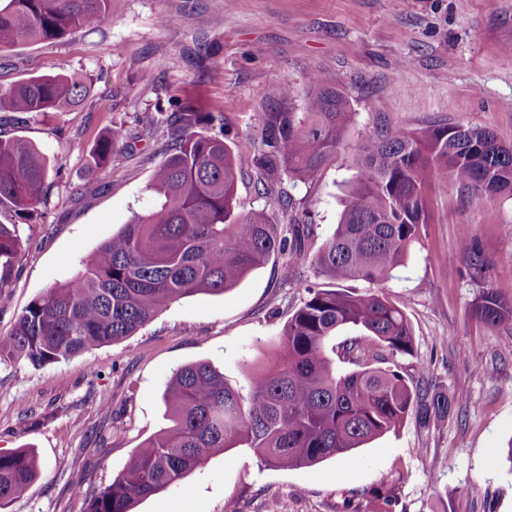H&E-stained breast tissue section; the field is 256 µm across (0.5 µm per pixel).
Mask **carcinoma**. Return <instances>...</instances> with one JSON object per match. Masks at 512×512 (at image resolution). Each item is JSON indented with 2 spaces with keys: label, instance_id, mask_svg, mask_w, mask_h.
<instances>
[{
  "label": "carcinoma",
  "instance_id": "carcinoma-1",
  "mask_svg": "<svg viewBox=\"0 0 512 512\" xmlns=\"http://www.w3.org/2000/svg\"><path fill=\"white\" fill-rule=\"evenodd\" d=\"M112 2L0 0V50L95 29L112 17ZM89 91L74 75L32 76L0 89V112L46 117L78 105ZM305 105L304 112L264 113L258 136L230 145L224 113L204 111L189 95L175 102L164 117L166 158L148 184L152 207L82 258L72 279L30 301L13 332L0 336V364L25 361L37 369L122 341L173 302L222 294L279 255L282 276L291 278L308 258L313 231L278 185L315 179L336 158L351 118L344 92L318 77ZM127 139L122 126L100 134L90 170L106 169ZM246 155L258 189L291 213L287 229L271 223L263 209L238 211ZM358 165L336 229L312 258L333 286L306 287L283 325L272 364L246 370V387L239 389L205 361L178 369L164 393L169 425L135 451L110 485L93 492L86 512H134L229 448L245 446L266 465L308 468L397 431L411 413L424 426L448 415L447 394L430 392L426 382L413 387L391 369L396 357L413 355L414 336L387 288L428 223L430 180L450 176L476 195L512 197V146L486 128L435 123L365 139ZM48 174L49 160L35 144L0 132V208L18 219L0 223V289L22 252L18 223L38 215ZM459 256L481 285L474 316L488 325L512 321V307L486 287L490 262L478 239L463 237ZM345 281L365 287H336ZM345 329L358 334L334 359L328 341ZM339 361L352 368H339ZM38 473L31 450L0 452V510ZM394 495L393 486L374 490L372 512H391Z\"/></svg>",
  "mask_w": 512,
  "mask_h": 512
}]
</instances>
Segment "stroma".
<instances>
[{
  "label": "stroma",
  "mask_w": 512,
  "mask_h": 512,
  "mask_svg": "<svg viewBox=\"0 0 512 512\" xmlns=\"http://www.w3.org/2000/svg\"><path fill=\"white\" fill-rule=\"evenodd\" d=\"M204 12L198 31L192 11ZM207 38L214 53L199 54ZM79 75L87 100L49 117L0 121V131L35 143L50 163L47 198L19 225L23 249L0 292V336L32 298L70 279L80 259L148 210L147 185L164 160L169 99L192 94L224 113L229 140L257 134L283 85L305 109L312 76L347 94L345 147L314 181L292 188L316 241L334 231L358 150L371 136L433 122L480 126L512 146V0H115L111 20L63 41L0 53V87L32 75ZM124 126L138 140L117 147L92 173L97 135ZM422 242L389 288L411 322L414 353L397 360L405 379L454 396L445 420L407 419L397 432L312 468H274L246 448L212 455L135 512H351L368 493L395 485L392 512H512V322L472 315L478 286L464 259L449 261L462 232L491 262L487 285L512 304V199L466 193L432 181ZM240 211L288 214L258 195L250 163L237 186ZM281 258L219 295L196 294L159 312L125 340L41 368L0 364V451L32 447L40 472L4 512H85L89 494L111 483L134 451L165 427L163 394L173 372L206 361L234 387L245 364L263 363L305 286L327 285L303 264L283 278ZM101 371L88 373V363ZM35 411L40 422L21 420Z\"/></svg>",
  "instance_id": "obj_1"
}]
</instances>
